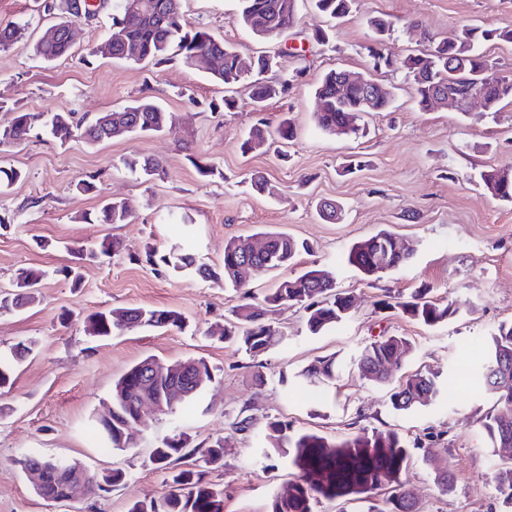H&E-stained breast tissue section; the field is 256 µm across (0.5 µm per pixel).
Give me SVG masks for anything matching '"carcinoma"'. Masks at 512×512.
<instances>
[{
	"label": "carcinoma",
	"mask_w": 512,
	"mask_h": 512,
	"mask_svg": "<svg viewBox=\"0 0 512 512\" xmlns=\"http://www.w3.org/2000/svg\"><path fill=\"white\" fill-rule=\"evenodd\" d=\"M141 11L126 10V0H118L112 17L111 58L124 60L125 45L137 44L143 50L146 63L159 65L178 58L190 65L198 52L210 55L213 67L210 77L224 84L228 91L244 84L249 89L254 110L259 112L263 103L278 95H286L298 80L299 74H283L277 81H268L266 56L256 57V69L241 70L237 64V48L214 37L202 27H192L185 21L178 0H139ZM297 0H238L236 22L249 27L256 12L267 17L268 28L257 31L262 39L280 36L297 23ZM316 9L323 15L339 21L357 9L359 0H313ZM72 24L71 17L58 23L60 35L42 37L33 45V52L46 60H56L69 55L72 43L65 36V27ZM367 24L373 33L372 44L365 47L368 56L379 53L384 59L382 69L399 74L414 88L418 106L431 108L430 97L438 85L450 88L463 84L476 76L501 72L498 62L490 58L485 45L489 43H511L512 28H488L467 25L458 39L463 51H456L443 39L431 44L427 52L394 57L380 49L386 38L394 31V22L386 15L370 16ZM22 35L19 25L0 26V50H4ZM332 70L324 75L315 91L322 101L321 109L314 113L316 127L328 134L345 127L353 134L360 130L361 115L355 112V101L349 92L340 88L337 75ZM489 112L495 114L512 105V75H505L487 84ZM45 128L50 135L65 142L80 135L87 143L98 145L111 139L133 135H151L167 130V112L151 96H142L128 105L95 117L80 125L74 123L69 112H55L42 118L40 112H21L11 125L0 128V146L20 145L27 141L37 129ZM295 129L290 121L283 120L275 131L257 122L244 134L240 148L248 153L264 148L269 141L286 143L293 140ZM132 171L145 179L161 175L160 164L151 158H132L125 161ZM24 178L20 170L0 167V194ZM479 182L493 198L512 203V169L489 167L479 173ZM131 209L124 201L106 203L95 215L103 224H123L130 217ZM265 250L258 254H247L241 241L231 239L224 246V287L242 294V301L232 310V320L209 331L226 343H234L251 356H258L277 345L281 340L278 330L269 320L274 308L283 304L298 305L306 314V327L312 334L321 333L344 321L352 308L351 297L336 289V283L322 270L311 269L298 276L282 279L270 289L262 300L256 301L246 284L238 278L237 268L249 262L259 270H281L293 266L304 245L284 232L262 233ZM395 237L387 230L353 244L346 252V263L364 276L379 280L384 275L410 265L416 256V248L406 251L394 246ZM388 254V261L381 265L378 253ZM146 262L151 266H164L175 271L193 270L203 279L218 277L205 263H197L195 254L183 248H174L167 253L149 250ZM44 273L22 268L14 279L13 289L0 291V311H17L33 299L30 291L40 287ZM381 305L385 309H398L403 316L429 328L448 323L459 313V306L434 295L433 289L422 285L412 289L408 295L385 293ZM95 325L96 335L110 337L128 325L147 328H182V315L169 309L127 308L123 311L96 312L88 318ZM416 344L406 336L381 334L364 343L351 367L363 378L388 389L391 408L396 412H408L417 407L437 401L444 392L445 380L441 375L419 367L396 379L387 367L394 368L413 358ZM32 352V347L19 344L11 356H0V386L11 383L15 365ZM178 376L165 381L187 389L185 398L196 395L188 387L180 373L205 376L212 380L207 364L202 360L175 362ZM140 365L132 366L112 389V438L105 439L114 449L135 445V438L128 429L136 422L134 402L136 392L147 395L163 389V385L143 386L137 372ZM343 364L336 355L319 357L304 367L300 376L314 386L328 387L336 381ZM477 376L481 377L496 397V407L481 421L490 447L493 449L512 447V322L502 323L491 334L479 364ZM442 434L429 432L424 439L408 441L396 430H365L352 433L339 442H330L316 433L294 431L280 420L266 424L265 439L268 449L289 458L296 469V476L288 492L272 499L268 512H314V506L322 501L366 500L378 490L387 491V496L378 503H370L364 512H418L412 491L403 481V475L414 460L412 449H423V458L428 460L438 450ZM226 439L217 438L208 445L194 449L196 465L178 468L176 464L186 455L188 442L182 434L164 438L152 448L151 463L169 470L167 490L161 497L133 503L128 512H224V487L206 479L207 470L221 467L224 459ZM495 480L506 512H512V458L499 459L495 466Z\"/></svg>",
	"instance_id": "1"
}]
</instances>
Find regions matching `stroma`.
Segmentation results:
<instances>
[{"label":"stroma","instance_id":"1","mask_svg":"<svg viewBox=\"0 0 512 512\" xmlns=\"http://www.w3.org/2000/svg\"><path fill=\"white\" fill-rule=\"evenodd\" d=\"M114 3L101 0L95 19L78 26L70 55L47 62L32 45L63 16L64 0H0V24L23 28L16 43L0 50V126L19 112L100 115L143 95L158 99L172 125L159 135L95 146L77 137L62 145L43 134L0 146V166L25 175L0 195V290L10 289L18 269L45 273L37 302L0 314V354L18 343L34 346L12 385L0 388V512H128L134 501L164 491L166 473L150 462V451L179 432L193 447L226 438L222 468L207 475L224 488V512H267L294 473L287 458L265 447L266 424L274 418L334 442L362 429H394L410 439L428 428L440 431L445 451L431 464L415 458L404 476L419 512H500L493 456L480 425L494 399L479 379L456 383L452 402L401 415L385 388L358 374H343L324 392L300 386L296 374L321 355L353 358L382 332L415 341L417 355L406 370L448 374L468 352H482L500 323L512 321V203L473 183L485 167L512 165V106L494 116H464L448 107L423 111L401 75L382 72L392 106L364 114V137L322 133L312 119L315 88L326 72L367 69V17L395 21L385 48L402 56L428 48L430 39L455 37L466 25L512 27V0H361L357 13L336 25L311 0H298L296 26L275 40L236 23L237 0H182L188 23L206 26L244 56L278 53L284 69L303 70L288 95L268 100L259 113L242 87L236 109L222 110L224 87L204 64L173 61L151 69L89 56L106 39ZM317 28L328 30L329 45L290 54ZM285 118L296 131L286 155L271 149L242 154L246 128L260 119L274 128ZM143 156L160 163L162 177L146 181L125 167L126 158ZM199 161L213 166V176L198 173ZM254 172L277 186L278 198L251 189ZM81 179L93 180L94 190L77 191ZM112 199L131 203L126 223L96 220ZM326 199L344 204L341 220L318 217L316 205ZM383 229L417 254L412 265L373 281L347 266L344 255ZM260 231L307 243L299 270L331 272L354 308L344 323L313 335L302 311L281 306L274 322L282 342L251 357L209 334L239 294L190 272L156 271L145 251H168L188 236L198 260L218 269L228 240ZM105 240L117 242L118 250L78 262L77 247ZM74 266L82 274L77 285L66 275ZM423 283L459 306L447 325L430 329L378 304L384 290L406 293ZM131 307L178 311L187 326L88 335L91 313ZM148 357L164 365L201 358L214 378L174 414L145 409L134 429L136 447H100L95 421L115 381ZM245 417L251 425L242 431L237 424ZM28 451L80 462L93 474L119 469L126 478L82 501H47L19 465ZM447 465L454 486L445 492L434 471Z\"/></svg>","mask_w":512,"mask_h":512}]
</instances>
